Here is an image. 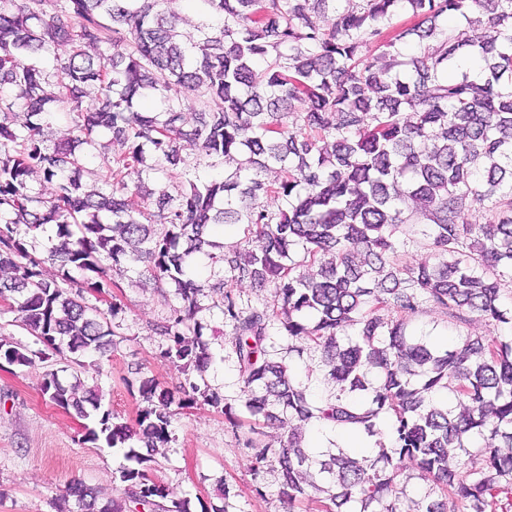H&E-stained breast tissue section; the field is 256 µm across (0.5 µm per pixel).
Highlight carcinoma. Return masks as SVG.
I'll use <instances>...</instances> for the list:
<instances>
[{
    "label": "carcinoma",
    "mask_w": 512,
    "mask_h": 512,
    "mask_svg": "<svg viewBox=\"0 0 512 512\" xmlns=\"http://www.w3.org/2000/svg\"><path fill=\"white\" fill-rule=\"evenodd\" d=\"M172 2L0 0V315L49 350L102 357L115 332L86 295L121 287L114 271L134 272L173 290L159 331L163 356L185 375L179 405L223 401L206 378L214 356L200 313L216 309L231 326L247 417L228 404L224 416L247 427L248 448L265 428L282 430L255 469L275 459L288 505L512 512V336L465 335L443 348L407 333L427 303L452 320L512 325L502 300L512 284V0H347L327 28L309 0H201L195 36L178 29ZM402 8L421 23L391 26ZM475 9L489 13L487 26L438 27ZM411 35L439 46L407 59L397 44ZM371 45L381 53L363 54ZM89 88L98 97L87 102ZM148 97L161 111L141 108ZM296 102L303 111L292 112ZM62 115L70 137L54 140ZM104 136L123 150L90 185L85 159L107 147ZM189 154L237 167L142 195L145 178ZM35 177L55 185L51 197L33 191ZM280 199L287 209L269 207ZM410 202L437 251L431 264L399 263L395 233ZM476 208L493 220L469 223ZM211 224L243 225L247 247L224 250ZM202 259L224 272L207 287L190 274ZM47 264L56 276H44ZM246 281L273 286L274 303L243 302L233 288ZM311 350L331 385L319 402L286 363ZM0 353L34 366L5 338ZM449 387L455 405L438 404ZM41 391L79 417L102 404L56 371ZM139 393L135 426L105 411L86 436L128 446L122 496L100 507L99 492L77 482L75 512H191L190 500H167L152 467L171 441L174 395L149 377ZM387 419L390 441L360 459L304 441L309 425L373 436ZM408 462L437 497L407 500Z\"/></svg>",
    "instance_id": "1"
}]
</instances>
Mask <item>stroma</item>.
Returning <instances> with one entry per match:
<instances>
[{"mask_svg": "<svg viewBox=\"0 0 512 512\" xmlns=\"http://www.w3.org/2000/svg\"><path fill=\"white\" fill-rule=\"evenodd\" d=\"M89 303L112 314L117 346L99 359L98 367L66 366L63 355L46 352L34 366L20 367L0 358V512H56L72 481L100 491L102 497L124 488L119 467L121 448L84 442L85 420L52 404L40 391L46 372L61 371L65 380L81 379L99 387L103 408L121 421L134 422L142 400L139 378H154L160 387L177 391L184 376L161 352L166 346L157 324L170 314V300L150 288L123 279L121 287L89 296ZM205 339L216 362L207 379L234 409H241L244 393L230 343L231 328L218 312L203 315ZM409 331L440 345L456 343L459 336H481L492 328L482 320L449 323L446 315L423 306L412 317ZM141 365L143 375L132 374ZM175 439L158 456L155 474L170 497H189L193 512L224 506L226 512H288L278 495L276 466L254 471L253 449L231 428L222 410L209 405L181 409L174 423Z\"/></svg>", "mask_w": 512, "mask_h": 512, "instance_id": "stroma-1", "label": "stroma"}]
</instances>
